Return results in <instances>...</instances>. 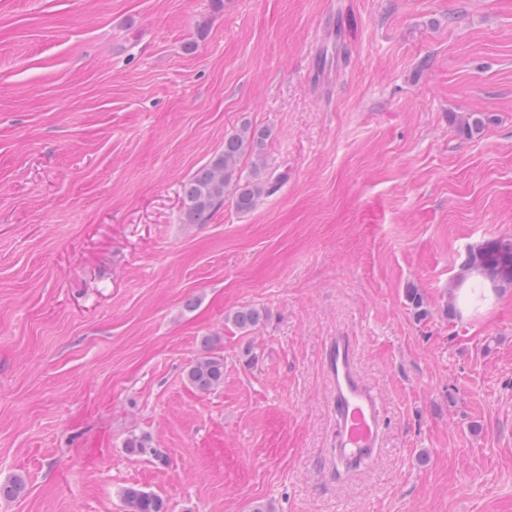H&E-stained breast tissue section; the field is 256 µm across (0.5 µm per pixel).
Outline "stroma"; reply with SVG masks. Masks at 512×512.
I'll use <instances>...</instances> for the list:
<instances>
[{
  "mask_svg": "<svg viewBox=\"0 0 512 512\" xmlns=\"http://www.w3.org/2000/svg\"><path fill=\"white\" fill-rule=\"evenodd\" d=\"M244 124L286 182L183 224ZM501 238L512 0H0V481L26 479L0 512H123L129 485L170 512H512V285L465 316L455 294ZM340 330L387 418L350 474ZM263 312L252 307L238 308L229 311L224 316L225 323L232 324L242 333H248L256 329L263 321ZM223 336H207L202 353L185 369L189 385L200 393H210L224 384ZM128 455L138 458H162L161 451L155 447L152 438L147 434L131 433L124 443Z\"/></svg>",
  "mask_w": 512,
  "mask_h": 512,
  "instance_id": "1",
  "label": "stroma"
}]
</instances>
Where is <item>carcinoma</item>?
I'll list each match as a JSON object with an SVG mask.
<instances>
[{
	"label": "carcinoma",
	"mask_w": 512,
	"mask_h": 512,
	"mask_svg": "<svg viewBox=\"0 0 512 512\" xmlns=\"http://www.w3.org/2000/svg\"><path fill=\"white\" fill-rule=\"evenodd\" d=\"M484 120L478 113H469L460 124V131L472 137L481 132ZM266 137V132L256 131L247 125L224 137V150L215 154L207 164L182 185V223L207 224L213 214L224 205V198L231 197L235 209L250 212L259 202L276 193L284 174L267 171L262 160L254 163L252 175L242 178L241 160L256 155L255 149ZM465 271H476L489 282L501 286L512 285V246L505 247L495 239L477 246L465 264ZM263 312L252 307L238 308L224 316L243 333L256 329L263 321ZM223 337L208 336L203 340L202 353L185 369L189 385L200 393H210L224 384ZM128 455L138 458H162L147 434L131 433L124 443ZM26 488L25 479L15 476L0 483V499H15ZM125 512H169L168 502L160 495L135 485L121 491Z\"/></svg>",
	"instance_id": "obj_1"
}]
</instances>
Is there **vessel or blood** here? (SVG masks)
<instances>
[{"instance_id": "vessel-or-blood-1", "label": "vessel or blood", "mask_w": 512, "mask_h": 512, "mask_svg": "<svg viewBox=\"0 0 512 512\" xmlns=\"http://www.w3.org/2000/svg\"><path fill=\"white\" fill-rule=\"evenodd\" d=\"M355 350L354 337L340 331L329 338L324 358L336 415L332 454L337 464L351 468L377 456L385 430L382 401L358 372Z\"/></svg>"}]
</instances>
